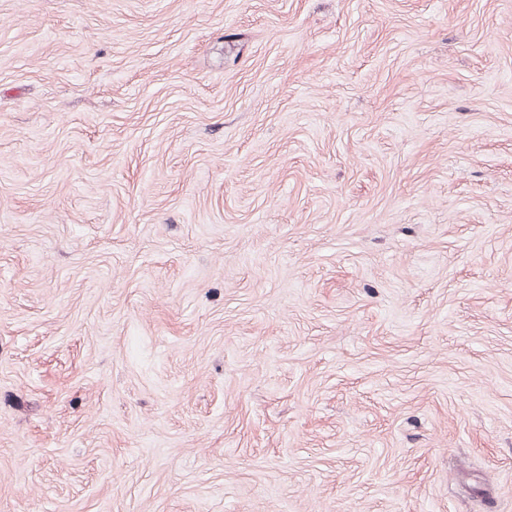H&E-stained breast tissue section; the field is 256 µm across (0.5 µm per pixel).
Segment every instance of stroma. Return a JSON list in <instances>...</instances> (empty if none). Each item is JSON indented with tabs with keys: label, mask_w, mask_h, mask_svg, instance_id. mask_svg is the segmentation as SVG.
I'll use <instances>...</instances> for the list:
<instances>
[{
	"label": "stroma",
	"mask_w": 512,
	"mask_h": 512,
	"mask_svg": "<svg viewBox=\"0 0 512 512\" xmlns=\"http://www.w3.org/2000/svg\"><path fill=\"white\" fill-rule=\"evenodd\" d=\"M0 512H512V0H0Z\"/></svg>",
	"instance_id": "stroma-1"
}]
</instances>
